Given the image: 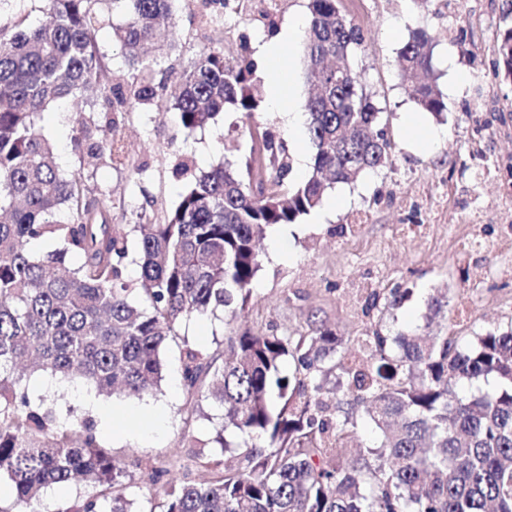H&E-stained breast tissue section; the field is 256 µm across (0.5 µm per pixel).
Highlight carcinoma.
<instances>
[{
	"instance_id": "obj_1",
	"label": "carcinoma",
	"mask_w": 512,
	"mask_h": 512,
	"mask_svg": "<svg viewBox=\"0 0 512 512\" xmlns=\"http://www.w3.org/2000/svg\"><path fill=\"white\" fill-rule=\"evenodd\" d=\"M98 2L46 0L43 22L10 35L0 28V478L16 512H41L44 488L75 481L99 492L69 512H136L125 472L100 448L92 423L78 433L60 429L52 408L31 404L21 389V365L83 378L106 395L160 390L162 352L184 321L245 310L265 228L295 223L328 185L353 182L392 155L380 111L349 64L360 45L357 26L339 0H309L302 35L316 87L305 103L315 147L309 177L288 182L284 139L249 125L245 170L227 161L193 176L165 215L112 223L122 201L91 195L83 173L57 167L38 124L49 105L102 100L104 112H80L72 127L73 150L93 171L123 163L125 116L155 98L170 104L186 131L227 108L249 117L260 98L254 63L222 46L202 52L174 88L156 78L142 49L169 45L174 0H124L119 25L94 8ZM109 25L129 72L103 84L95 32ZM433 49L431 34L413 31L399 51L398 78L420 110L440 117L446 104L432 77ZM496 55L511 76L512 29ZM104 123L108 137L100 135ZM40 240L58 248L36 256L30 245ZM343 344L324 324L298 337L246 329L224 337L220 360L183 338L187 398L223 412L213 442L227 450L239 438H263L267 447L233 467L199 443L195 464L208 477L167 481L149 512H512V329L469 342L446 328L428 336L376 329L340 355ZM336 371L338 436L324 400ZM490 378V392L457 391ZM360 418L376 439L343 461L333 450Z\"/></svg>"
}]
</instances>
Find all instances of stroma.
<instances>
[{"label": "stroma", "mask_w": 512, "mask_h": 512, "mask_svg": "<svg viewBox=\"0 0 512 512\" xmlns=\"http://www.w3.org/2000/svg\"><path fill=\"white\" fill-rule=\"evenodd\" d=\"M308 0H286L268 29L248 16L228 14L216 28L200 18L207 0H176L173 50L157 56L159 77L182 72L203 48L254 55L275 28L305 22ZM361 33L351 62L382 111L393 143L392 161L356 181L335 183L325 198H342L329 211L317 207L296 223L267 227L260 243L262 267L251 297L236 318L224 312L183 324L167 341L164 380L158 394L110 398L73 379L51 385V372L35 371L21 384L32 403L47 402L60 427L90 420L100 445L128 474L130 498L154 492L153 467L166 461L175 471L202 479L193 464L194 444L215 437L223 419L218 408L190 403L183 390L179 351L190 340L223 352L233 330L273 329L305 336L312 323H326L348 340L370 334L369 296L401 301L385 317L392 332H413L425 324L427 300L444 296L449 307L468 301L470 316L455 321L457 335L473 336L512 328V77L494 69L497 38L512 28V0H342ZM424 28L435 38L433 68L447 105L443 118L426 115L443 137L422 150L401 132L405 113L416 105L397 76L398 53L410 31ZM95 98L50 106L40 125L61 170L80 161L71 143L73 117L96 107ZM279 129L290 159L314 157L307 132L282 128L269 100L251 118L227 110L192 132L181 130L176 111L154 104L131 112L123 127L130 165L109 164L86 173L95 193L123 200L112 213L116 224H133L143 206L176 207L193 173L224 161L244 164L250 142L245 124Z\"/></svg>", "instance_id": "stroma-1"}]
</instances>
